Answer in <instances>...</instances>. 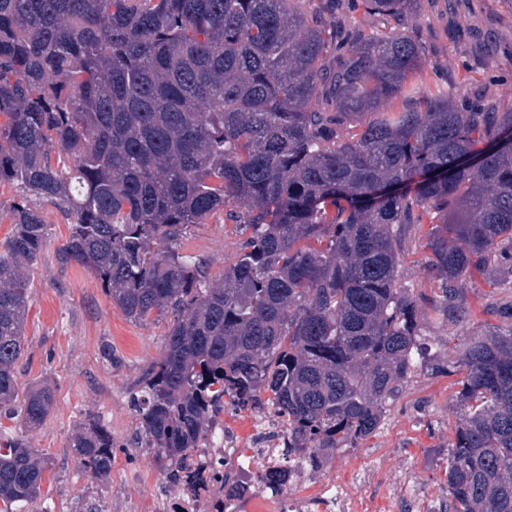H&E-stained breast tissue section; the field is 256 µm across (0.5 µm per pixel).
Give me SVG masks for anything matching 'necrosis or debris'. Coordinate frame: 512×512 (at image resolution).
<instances>
[{
    "mask_svg": "<svg viewBox=\"0 0 512 512\" xmlns=\"http://www.w3.org/2000/svg\"><path fill=\"white\" fill-rule=\"evenodd\" d=\"M283 431L280 418L270 414L259 416L252 429L257 453L253 459L243 460L235 454V435L220 427L213 428L208 447L218 452V463H206L195 470L198 496L172 492L163 501V512H244L239 502L224 496V470L228 467L233 468L238 477L256 479L255 489L261 493L267 512H346V497L333 484L326 485L323 496L314 501L291 499L288 480L278 481L273 491H266L264 480L277 472L285 470L290 478L299 479L312 473L308 467L287 468L278 452Z\"/></svg>",
    "mask_w": 512,
    "mask_h": 512,
    "instance_id": "4bbe7bcc",
    "label": "necrosis or debris"
}]
</instances>
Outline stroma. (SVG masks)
I'll list each match as a JSON object with an SVG mask.
<instances>
[{"instance_id":"stroma-1","label":"stroma","mask_w":512,"mask_h":512,"mask_svg":"<svg viewBox=\"0 0 512 512\" xmlns=\"http://www.w3.org/2000/svg\"><path fill=\"white\" fill-rule=\"evenodd\" d=\"M420 38L426 83H448L457 98H481L487 108L512 106V0H420ZM37 208L47 225L45 255L33 271L31 307L24 352L17 364L20 389L46 385L54 402L45 423L15 431L50 458L53 469L40 498L26 512H162L164 488L145 449L133 447L137 420L129 393L165 344L166 321L135 323L105 295L86 268L60 267L55 251L68 237L71 216L50 202L24 197L14 186L0 187V243L9 236L13 210L21 201ZM243 236L216 213L191 226L180 251L210 263L211 276L238 251ZM488 286L483 279L466 285L468 322L421 315L424 336L442 362L462 357L448 348L451 336L484 333L491 318L483 308ZM110 344L120 365L101 354ZM451 380L415 372L388 408L380 428L359 447L343 448L328 460L318 478L297 483L296 497L318 499L324 482L333 481L355 500L357 512H405L402 499L413 496L415 512H447L451 506L444 471L448 463V427L454 421ZM98 416L115 442L112 472L101 478L84 470L70 447L77 424Z\"/></svg>"}]
</instances>
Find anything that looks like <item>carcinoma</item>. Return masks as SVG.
I'll use <instances>...</instances> for the list:
<instances>
[{
  "instance_id": "obj_1",
  "label": "carcinoma",
  "mask_w": 512,
  "mask_h": 512,
  "mask_svg": "<svg viewBox=\"0 0 512 512\" xmlns=\"http://www.w3.org/2000/svg\"><path fill=\"white\" fill-rule=\"evenodd\" d=\"M291 0H0V186L76 221L56 249L134 322L168 318L131 392L133 444L191 494L187 460L224 410H272L281 455L325 462L372 436L417 370L457 377L453 512H512V301L439 362L419 320H469L465 285L512 273V108L456 104L422 71L416 0H363L382 30L336 28ZM224 211L249 236L218 279L180 253ZM427 223L429 292L399 282ZM47 245L21 204L0 246V418L41 425L53 391L17 404L29 287ZM78 464L106 477L112 433L78 423ZM52 462L0 432V512L42 493Z\"/></svg>"
}]
</instances>
